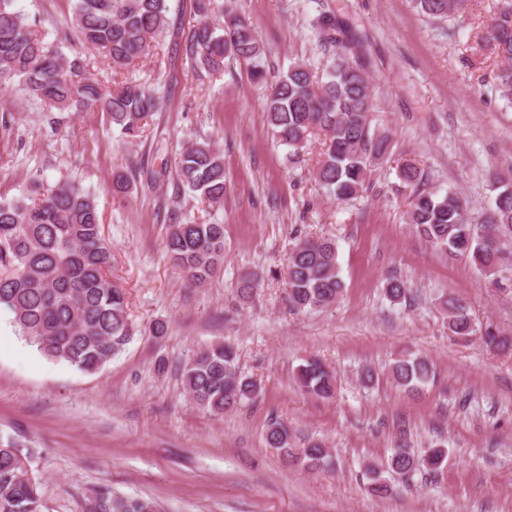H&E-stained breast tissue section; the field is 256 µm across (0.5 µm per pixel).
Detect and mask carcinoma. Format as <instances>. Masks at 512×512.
Wrapping results in <instances>:
<instances>
[{
    "mask_svg": "<svg viewBox=\"0 0 512 512\" xmlns=\"http://www.w3.org/2000/svg\"><path fill=\"white\" fill-rule=\"evenodd\" d=\"M16 0H0V82L18 79L26 94L47 111L95 109L130 141L138 140L158 111L161 89L123 81L110 90L86 75V59L51 49ZM423 15L466 21L469 0H413ZM212 0H195V24L181 33L182 53L199 79L224 74L230 60L251 65L254 83L267 88V128L288 146V159L303 161L302 150L311 136H324V149L313 176L337 200L347 202L363 192L373 167L390 147L387 134L372 127L373 86L365 63L357 60L346 26L332 13L313 21L321 44L334 48L324 72L298 63L268 81L260 63L264 55L254 28L236 11L235 0H224V27L210 21ZM169 0H73L70 22L83 43L98 51L118 73L145 57L156 37L169 25ZM494 51L501 61L496 80L500 96L512 101V7L491 23ZM162 173L143 166L128 167L113 176V189L126 193ZM410 189L408 221L435 249L467 259L499 283L503 270H512V185L497 174L493 204L481 215L466 213L463 198L453 190L439 194L428 189L424 170L412 162L398 173ZM177 191H190L208 207L223 204L224 154L211 142L193 141L175 162ZM168 225L166 253L191 285L205 283L224 263V225L198 223L178 214ZM112 246L101 232L94 197L73 182L50 189L35 184L21 199L0 197V306L12 314L15 328L46 358L63 361L85 372H96L121 353L136 333L130 320L125 290L112 280ZM288 302L298 311L333 305L343 290L337 267L336 242L312 236L298 240L286 264ZM406 284L396 278L385 294L397 303L406 298ZM448 330L458 338L477 335L466 304L453 296L443 301ZM397 386L418 390L434 379L433 365L410 353L394 359L388 372ZM301 388L326 400L336 394V378L319 359L298 367ZM182 383L191 400L211 415H222L251 399L258 385L243 376L235 349L215 342L198 350L182 368ZM267 445L288 448V429L273 423ZM31 449L12 441L0 442V512H41L40 483L27 468ZM289 455L308 467L329 465V451L313 442ZM448 450L432 445L420 455L406 439L395 445L383 466L366 468L369 490L390 495L384 472L436 473ZM84 512H157L150 499L101 491L88 500Z\"/></svg>",
    "mask_w": 512,
    "mask_h": 512,
    "instance_id": "carcinoma-1",
    "label": "carcinoma"
}]
</instances>
